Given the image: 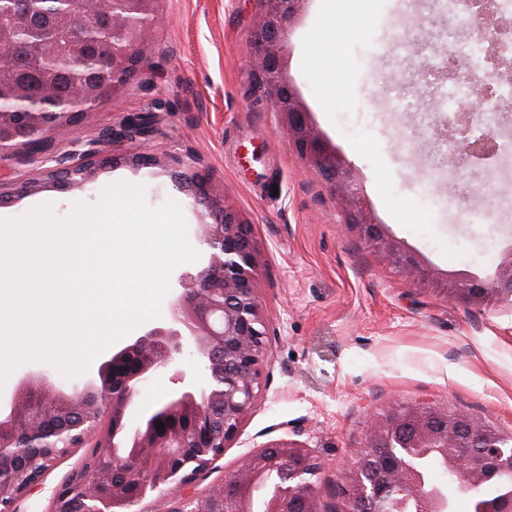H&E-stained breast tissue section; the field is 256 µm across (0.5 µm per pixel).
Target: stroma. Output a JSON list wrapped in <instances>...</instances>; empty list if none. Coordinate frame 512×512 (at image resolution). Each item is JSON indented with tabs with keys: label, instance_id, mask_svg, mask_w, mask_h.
<instances>
[{
	"label": "stroma",
	"instance_id": "35a3bbf8",
	"mask_svg": "<svg viewBox=\"0 0 512 512\" xmlns=\"http://www.w3.org/2000/svg\"><path fill=\"white\" fill-rule=\"evenodd\" d=\"M338 8L365 13L370 22L362 36L327 44L343 57L333 84L313 78L305 60ZM155 10L135 75L75 120L79 135L90 139L125 114L151 112L150 140L114 144L120 164L100 167L86 187H48L0 206V218H16L49 203L63 218L74 203L96 202L105 187L124 181L144 186L150 206L178 202L188 237L196 239L202 217L170 169L124 163L147 146L162 157H197L201 173L223 185L225 201L252 226L269 348L257 403L223 456L189 487L157 488L131 512H169L183 492L205 495L253 448L280 439L321 462L315 482L322 501L347 512L336 494L342 471L367 449L371 418L395 403L461 410L512 434V304L434 293L383 263L345 227L334 197L250 81L254 0H157ZM424 39L439 37L404 0H307L287 36L286 78L316 129L352 164L372 219L430 270L486 279L512 243V213L489 207L482 175L512 167V155L464 171L443 164L440 146L426 134L446 115L429 111L408 88L414 47ZM362 138L374 149L358 156L352 148ZM396 202L421 208L425 219L393 222ZM86 454L81 448L61 459L18 501V512H48Z\"/></svg>",
	"mask_w": 512,
	"mask_h": 512
}]
</instances>
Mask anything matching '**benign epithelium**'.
<instances>
[{
    "mask_svg": "<svg viewBox=\"0 0 512 512\" xmlns=\"http://www.w3.org/2000/svg\"><path fill=\"white\" fill-rule=\"evenodd\" d=\"M66 5V28L50 35L55 50L63 49L61 39L74 41L95 31L76 0H60ZM149 0H112V35L135 26L131 13ZM258 16L250 35L255 55L254 80L282 118L288 141L298 156L320 177L336 198L344 221L352 225L369 248L406 278L423 283L443 281L455 290V296L480 303L489 295L500 301L512 299V247L501 251L494 276L479 281L469 274L439 276L420 259L370 219L360 195L356 172L330 142L316 129L303 101L285 77L284 46L294 23L307 0H255ZM487 14L483 28L494 30L489 44L495 48L512 37V27L496 23ZM132 52L127 47H112V55L95 60L104 71L112 72V86L125 83L132 73ZM489 72L501 82L512 80V66L485 53ZM468 106L453 114L435 129L446 138L448 133L460 136L464 152L448 156L452 170L467 166L473 160L495 155L493 137H471V115ZM71 112L0 113V154L4 152V136L41 132V139L52 144L55 133L66 126ZM153 128L143 131L136 115L130 113L109 127L96 139L78 138L65 144L66 150L56 156L58 167L79 171V178L69 183L82 188L95 179L102 154L112 158V146L128 139L147 140ZM172 178L192 199V204L209 221L198 225V240L205 252V262L194 270H186L177 278L178 291L170 303L169 320L146 329L126 344L104 353L105 360L97 374L81 385L68 386L46 371L20 377L10 404L0 406V435L36 448L44 454L45 463L38 469L31 459L13 448L0 444V474L4 467L14 482L0 481V512H15L17 501L31 492L47 470L61 458L88 445L90 432L72 433L67 416L77 403L90 415L95 426L112 422V437L99 438L91 445L94 458L103 463L112 460L122 465L120 478L112 471L100 474L89 487L75 472L55 493L49 512H114L129 508L144 497L148 486L190 484L213 460L224 454L227 443L234 439L254 408L261 387L263 366L267 357L268 328L261 314L256 288L259 261L251 226L224 203V194L198 170L197 158L176 160ZM56 183L48 169L5 187L0 182V206L19 194H34L46 183ZM193 356L204 375L200 380L189 377L178 360ZM169 374L172 391L154 410L141 414L134 410V397L152 376ZM41 395L39 407L29 406V395ZM164 423L159 430L155 423ZM468 424L475 432L489 425L467 413L441 410L433 406H390L375 416L369 427V447L390 449L389 483L366 485L359 478V463L350 466L343 476L347 500L353 512H383L385 503L400 498L414 502V512H447L448 490L429 486L416 472L415 453H433L443 460L448 472L456 476L452 482L458 494L474 495L475 488L487 479L486 464L491 458L502 459L512 453V437L498 435L477 447L459 444L452 427ZM197 461L199 468L184 471L187 460ZM281 472L282 481L265 500L264 512H289L298 503L302 512H326L322 507L313 477L320 463L307 449L289 440L270 441L251 451L239 468L226 475L224 482L198 497L186 494L179 498L171 512H200L201 507L215 501L224 508L211 512H251L248 507L252 488L266 479L272 470Z\"/></svg>",
    "mask_w": 512,
    "mask_h": 512,
    "instance_id": "benign-epithelium-1",
    "label": "benign epithelium"
}]
</instances>
